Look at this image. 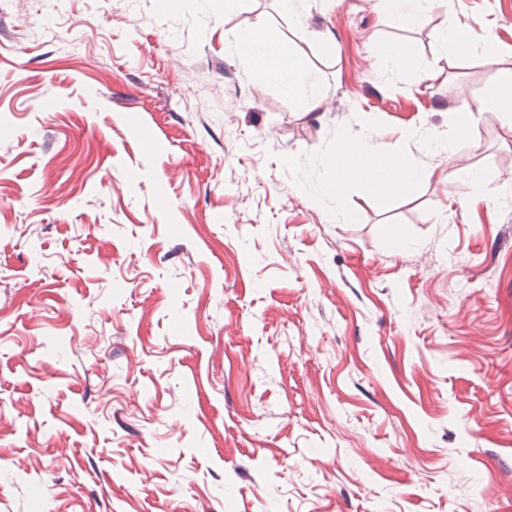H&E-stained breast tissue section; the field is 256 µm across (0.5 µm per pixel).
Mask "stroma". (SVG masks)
I'll return each mask as SVG.
<instances>
[{
    "instance_id": "1",
    "label": "stroma",
    "mask_w": 512,
    "mask_h": 512,
    "mask_svg": "<svg viewBox=\"0 0 512 512\" xmlns=\"http://www.w3.org/2000/svg\"><path fill=\"white\" fill-rule=\"evenodd\" d=\"M42 9L0 6V512H512V124L386 203L352 178L346 223L288 166L479 109L496 67L438 33L512 66V0ZM257 30L319 107L227 52ZM385 13L402 22H419L425 15L426 0H383ZM443 41L446 43V46L449 43L455 45L459 50L466 52H474L478 53L482 57H484L487 61L491 63H496L498 61L499 51L497 47V43L495 38L492 35L487 36L482 42L479 44L472 45L470 43L460 44L456 42L455 38L452 35L448 36V32L446 31L443 34Z\"/></svg>"
}]
</instances>
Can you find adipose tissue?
<instances>
[{
	"mask_svg": "<svg viewBox=\"0 0 512 512\" xmlns=\"http://www.w3.org/2000/svg\"><path fill=\"white\" fill-rule=\"evenodd\" d=\"M228 50L259 61L264 78L281 85L290 95L307 104L317 103L318 87L314 71L296 61L285 47L274 40L252 31L238 36L229 44ZM473 120L470 105L461 100L454 108V116L449 120L447 129L438 131L424 125L414 126L405 129L402 138L420 152L447 158L465 139ZM356 173L360 174L372 194L385 199L423 179L428 171L409 154H378L370 137H363L361 148L332 156L310 174L311 179L320 186L323 197L336 200V208L329 211L336 221L341 222L348 217L340 200L343 188Z\"/></svg>",
	"mask_w": 512,
	"mask_h": 512,
	"instance_id": "1",
	"label": "adipose tissue"
}]
</instances>
